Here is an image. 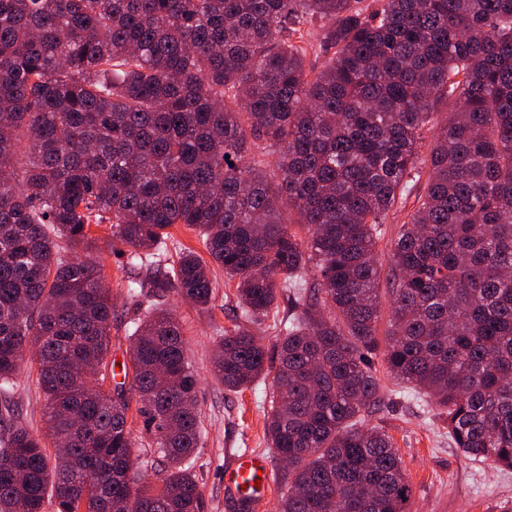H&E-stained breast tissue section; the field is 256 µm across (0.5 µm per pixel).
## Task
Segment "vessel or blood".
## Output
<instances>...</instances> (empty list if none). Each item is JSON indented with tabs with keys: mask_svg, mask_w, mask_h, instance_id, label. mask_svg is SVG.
I'll return each instance as SVG.
<instances>
[{
	"mask_svg": "<svg viewBox=\"0 0 512 512\" xmlns=\"http://www.w3.org/2000/svg\"><path fill=\"white\" fill-rule=\"evenodd\" d=\"M272 461L260 453L235 456L224 468V489L237 512H255L272 483Z\"/></svg>",
	"mask_w": 512,
	"mask_h": 512,
	"instance_id": "vessel-or-blood-1",
	"label": "vessel or blood"
}]
</instances>
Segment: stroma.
Segmentation results:
<instances>
[{"label": "stroma", "mask_w": 512, "mask_h": 512, "mask_svg": "<svg viewBox=\"0 0 512 512\" xmlns=\"http://www.w3.org/2000/svg\"><path fill=\"white\" fill-rule=\"evenodd\" d=\"M95 246L90 258L104 266V275L116 307L112 320L113 359H128L126 330L130 318L126 297L128 267L110 250L109 225L91 226ZM217 288L211 304L198 309L177 294H170L169 309L181 320L191 361L198 372L196 408L204 432L194 470L199 478L204 512H232L224 496V464L241 449L266 451V417L273 392V375L239 393L225 391L214 376L215 345L224 329L241 319L236 288L221 268H214ZM148 279L146 270L134 272ZM376 374L384 388V404L368 417L367 426L383 428L393 439L412 488V512H512V469L494 467L466 457L448 437L443 416L410 397L407 385L394 380L382 357H375ZM7 400L24 425L36 436L46 434L43 394L37 372L23 366Z\"/></svg>", "instance_id": "stroma-1"}]
</instances>
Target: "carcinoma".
<instances>
[{
  "instance_id": "1",
  "label": "carcinoma",
  "mask_w": 512,
  "mask_h": 512,
  "mask_svg": "<svg viewBox=\"0 0 512 512\" xmlns=\"http://www.w3.org/2000/svg\"><path fill=\"white\" fill-rule=\"evenodd\" d=\"M424 173L384 270L386 216ZM105 223L152 274L128 280L131 384L110 389L112 295L75 258ZM175 224L236 281L224 390L266 374L252 325L296 310L266 420L280 512H409L391 437L365 426L379 352L465 455L512 468V0H0V392L35 349L55 444L0 413V512H201L198 378L165 305L214 287L194 252L168 262Z\"/></svg>"
}]
</instances>
